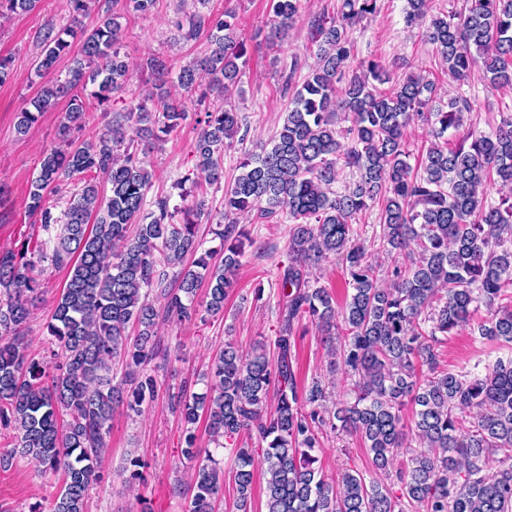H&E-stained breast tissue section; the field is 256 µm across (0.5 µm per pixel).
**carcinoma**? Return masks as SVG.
I'll list each match as a JSON object with an SVG mask.
<instances>
[{
    "mask_svg": "<svg viewBox=\"0 0 512 512\" xmlns=\"http://www.w3.org/2000/svg\"><path fill=\"white\" fill-rule=\"evenodd\" d=\"M118 0H105L96 24L79 17L89 0H67L74 25L44 33L38 70L51 69L80 43L81 58L63 83L42 88L19 113L27 132L42 112L80 86L100 102L128 90L130 70L120 56ZM300 0H271L270 46L293 26ZM378 0H342L336 17L310 19L317 61L296 89L270 148L240 157V174L224 187L218 216L205 201L186 203L197 179L176 182L181 205L165 196L147 211L152 174L139 146L166 140L187 119V105L165 97L176 81L202 104L212 92L228 100L241 80L249 45L232 9L189 21L185 37L209 29V52L178 73L160 56L145 69L160 107L130 108L92 139L76 142L86 124L83 102L71 97L57 138L64 148L43 154L28 194V213L44 228L58 226L52 262L67 270L47 323L55 339L49 357L29 349L24 331L41 295L35 274L43 249L24 243L0 251V428L16 432L13 455L29 458L62 485L52 512H86L89 488L102 479V455L118 409L139 415L161 385L147 366L161 354L158 326L199 314L196 291L209 283L204 312L224 313L248 232L238 217L283 212L290 224V261L279 275L280 325L273 349L242 354L224 343L211 360L201 393L170 395L184 423L181 454L196 461L189 475L188 512H217L224 466L196 434L207 421L210 441L241 433L256 445L233 450L237 512H249L257 465L266 475V512H512V359L483 374L454 371L440 360L441 337L471 324L478 335L512 343V114L492 135L470 132L448 146L445 134L462 126L466 103L438 104L434 82L409 75L388 90L376 60L352 65L350 32L377 10ZM38 0H0V15L29 12ZM429 0H407L408 26L427 22L448 78L465 81L477 69L496 87L512 86V0H464L459 10L428 15ZM429 127L430 145L409 163L404 131L413 119ZM195 143L197 174L224 181V151L248 134L247 116L205 110ZM355 181L336 193L341 170ZM103 179L109 192L101 190ZM501 196L488 201V188ZM69 194L61 214L48 196ZM381 207L383 242L393 263L382 269L353 238L352 225ZM215 221L219 247L204 248L202 221ZM335 258L351 290L342 307L311 269ZM315 325L328 342L330 366L341 368L354 400L329 409L325 384L298 386L296 331ZM412 406V434L403 410ZM355 434L369 453L374 477L346 469L322 473L318 452L327 432ZM408 449L409 465L394 470ZM131 453L123 482L143 478ZM399 491H394V486Z\"/></svg>",
    "mask_w": 512,
    "mask_h": 512,
    "instance_id": "carcinoma-1",
    "label": "carcinoma"
}]
</instances>
